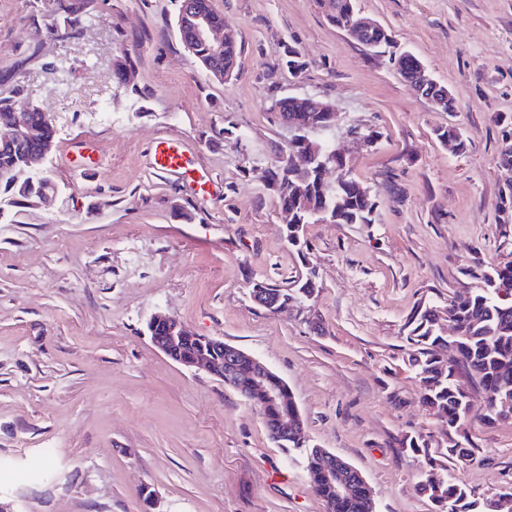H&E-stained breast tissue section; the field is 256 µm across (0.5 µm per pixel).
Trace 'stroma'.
Listing matches in <instances>:
<instances>
[{"instance_id": "1", "label": "stroma", "mask_w": 512, "mask_h": 512, "mask_svg": "<svg viewBox=\"0 0 512 512\" xmlns=\"http://www.w3.org/2000/svg\"><path fill=\"white\" fill-rule=\"evenodd\" d=\"M242 43L219 82L185 51L176 0H93L86 34L60 40L48 0H0V94L57 130L50 204L0 189V506L8 512H325L305 455L272 442L254 404L151 341L159 312L259 357L283 378L308 446L365 476L377 512H435L400 451L446 441L405 366L407 322L476 287V265L512 262V0H356L455 97H418L388 56L349 39L317 0H214ZM137 47L127 83L112 80ZM297 51L306 68L289 72ZM337 112L350 175L371 187V224H308L289 245L261 178L288 133L271 97ZM108 112H100L101 104ZM456 126L464 152L438 128ZM372 131L373 145L349 136ZM174 134L219 199L151 169ZM315 270L312 298L269 314L251 282ZM474 403V459L453 465L473 498L512 486V422Z\"/></svg>"}]
</instances>
